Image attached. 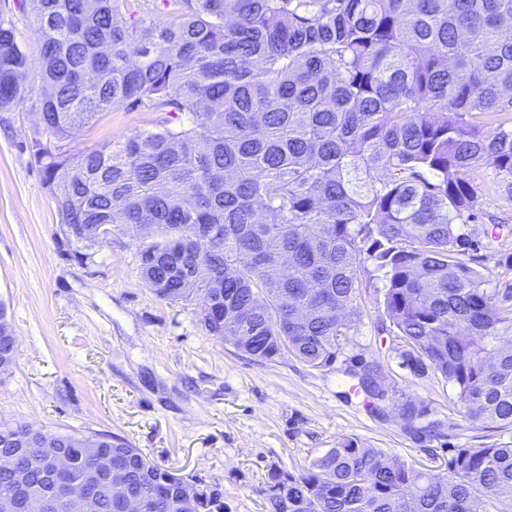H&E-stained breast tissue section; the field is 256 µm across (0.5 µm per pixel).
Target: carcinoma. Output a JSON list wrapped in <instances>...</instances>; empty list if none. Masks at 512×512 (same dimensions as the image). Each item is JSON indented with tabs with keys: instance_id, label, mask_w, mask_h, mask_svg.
<instances>
[{
	"instance_id": "obj_1",
	"label": "carcinoma",
	"mask_w": 512,
	"mask_h": 512,
	"mask_svg": "<svg viewBox=\"0 0 512 512\" xmlns=\"http://www.w3.org/2000/svg\"><path fill=\"white\" fill-rule=\"evenodd\" d=\"M166 6L170 20L155 23L143 0H14L40 40L49 146L33 147L74 257L116 224L152 293L197 305L208 335L240 337L255 361L288 353L325 370L354 326L365 254L383 273L402 364L423 358L468 421L512 428V288L489 287L461 231L476 216L472 169H489L512 201V126L491 135L484 124L512 115V0ZM27 66L15 14L1 12L0 112L25 103ZM117 106L164 116L102 149L65 147L74 126ZM185 224L218 236L194 240ZM199 268L190 298L182 283ZM271 305L288 310L286 342ZM9 332L0 304L1 373L16 358ZM347 374L369 406L385 399L378 370L360 360ZM401 416L447 438L421 401ZM47 444L70 458L63 481L112 462L144 512H179L189 482L196 512H224L219 485L158 466L119 435L27 425L0 427V457L15 462L0 470V497L45 487ZM261 494L265 512H487L488 498L512 502V447L452 446L432 474L347 439L305 470L270 468Z\"/></svg>"
}]
</instances>
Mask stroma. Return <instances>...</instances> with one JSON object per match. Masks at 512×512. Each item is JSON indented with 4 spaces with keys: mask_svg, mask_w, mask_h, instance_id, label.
Listing matches in <instances>:
<instances>
[{
    "mask_svg": "<svg viewBox=\"0 0 512 512\" xmlns=\"http://www.w3.org/2000/svg\"><path fill=\"white\" fill-rule=\"evenodd\" d=\"M16 41L29 60L25 105L0 114V303L17 338L16 363L0 375V424L89 435L118 434L161 467L221 485L224 512H263L271 467H307L344 439L381 448L416 467L440 470L439 440L406 429L399 408L424 401L451 444L512 445V429L466 421L454 389L402 366V345L386 331L383 282L370 260L359 318L333 368L290 355L259 363L209 336L197 306L159 300L138 275L136 248L113 234L85 261L70 254L54 197L31 151L37 121L40 44L31 16H17ZM156 113L117 107L76 127L71 152L97 150L153 128ZM479 218L464 226L485 242L512 225L487 171L470 173ZM377 365L388 385L381 411L365 406L344 370L351 358Z\"/></svg>",
    "mask_w": 512,
    "mask_h": 512,
    "instance_id": "35a3bbf8",
    "label": "stroma"
}]
</instances>
